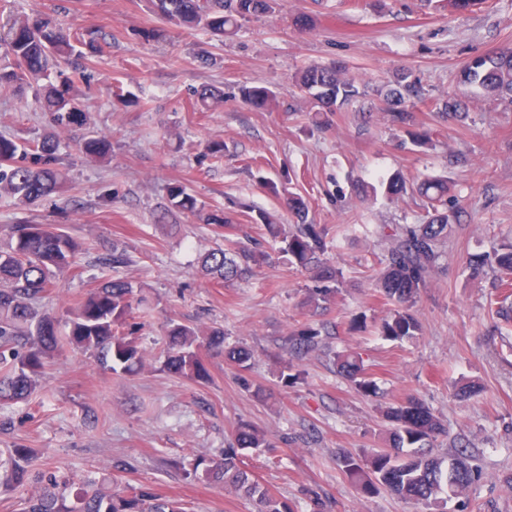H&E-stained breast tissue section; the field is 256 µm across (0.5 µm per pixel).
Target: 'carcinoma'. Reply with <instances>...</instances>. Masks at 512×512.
Returning a JSON list of instances; mask_svg holds the SVG:
<instances>
[{"instance_id": "obj_1", "label": "carcinoma", "mask_w": 512, "mask_h": 512, "mask_svg": "<svg viewBox=\"0 0 512 512\" xmlns=\"http://www.w3.org/2000/svg\"><path fill=\"white\" fill-rule=\"evenodd\" d=\"M279 0H149L151 12L174 26L196 31L206 30L217 36L235 34L241 21L275 11ZM434 8H448L452 13L466 12L483 0H428ZM106 39L97 29H66L55 18L37 10L8 20L0 26V48L12 57V63L0 67V85L30 91L46 116V125L36 137L20 141L0 134V201L24 210L63 191L67 173L60 153L59 132L74 135L81 154L104 159L112 154V136L91 130L89 111L82 102L76 82L86 77L87 65L103 57ZM70 66L73 76L58 81L51 78L59 63ZM294 85L313 100L316 110L308 114L315 126H328L331 116L345 112L361 98L374 95L392 125L411 145L421 150L433 148L430 134L418 127L414 108L426 101L420 80L410 67L399 69L391 79L368 87L342 64L310 63L298 69ZM459 85L475 86L495 100L512 101V48L493 55L478 57L465 65L458 76ZM240 98L254 110L275 105L277 94L261 84L243 85ZM224 92L203 85L194 90V104L210 109L222 102ZM433 112L441 120L463 122L470 116V101L464 92H448L432 102ZM224 139L212 138L203 147V156L221 160ZM268 193L282 200L296 219L295 230L287 231L264 210L256 212L252 223L262 227L263 235L280 244L288 264L309 274L312 286L305 289L303 305L312 309L336 300L342 291L343 273L329 257L335 234L326 224L308 220L307 199L287 184L266 181ZM382 188L394 200L411 193L418 196L426 210L422 224H383L379 236L387 241L383 266L376 273L377 287L394 302L395 308L379 326V334L396 341L417 336L422 325L413 312L420 291L438 268L442 248L448 238V226L467 222V208L451 194L448 179L427 177L408 183L397 172L380 186L365 183L352 185L362 200ZM194 215L204 224L219 227L234 224L231 211H203L195 195L179 181L166 187V202L160 207L157 223L169 229L177 227L181 215ZM90 247L80 242L58 224L9 225L6 246H0V402L28 400L45 373L48 359L62 345L54 317L40 312L35 301L57 283L60 273L77 264L79 255ZM270 254L262 242L242 246L231 252L212 248L198 257L203 275L218 283L247 279L254 270L269 262ZM131 257L126 250L114 247L97 256V265L106 272L97 286L78 298L68 308L70 331L67 343L88 352L106 369L124 375L136 373L142 366V351L137 338L128 328L132 302L144 305V297L134 298L130 282L113 275L126 266ZM470 275L478 277L491 270L493 292L497 295L492 313L512 321V241L490 254L470 261ZM324 324L303 325L283 338L287 358L281 360L277 378L283 387H293L303 379L298 361L315 351ZM163 371L196 381L210 378L201 357L205 346L224 357L238 373V379L262 400L265 389L249 384L245 373L251 370L254 352L240 346L224 345V330L214 328L201 333L197 328L171 320L165 330ZM335 372L364 398L378 395L375 380L367 373L363 357L356 351L337 353L332 359ZM382 417L388 426V438L382 448L360 454L343 451L337 456L342 475L360 494L367 496L385 489L413 505L433 507L444 512L448 500L464 494L477 480L478 471L470 464L466 450H457L444 460L433 456L428 448L442 432L434 411L418 398L405 399L386 406ZM264 448L276 453L275 445L256 424L238 422L233 440L224 449V457L195 458L188 463L186 474L206 480H218L253 502L256 512H295L294 504L272 493L246 466L243 455L248 449ZM33 459L22 448L0 462V485L11 488L23 484L32 469ZM23 512H186L182 504L151 491L132 495L104 494L81 485L73 501L50 482L44 491L25 501Z\"/></svg>"}]
</instances>
